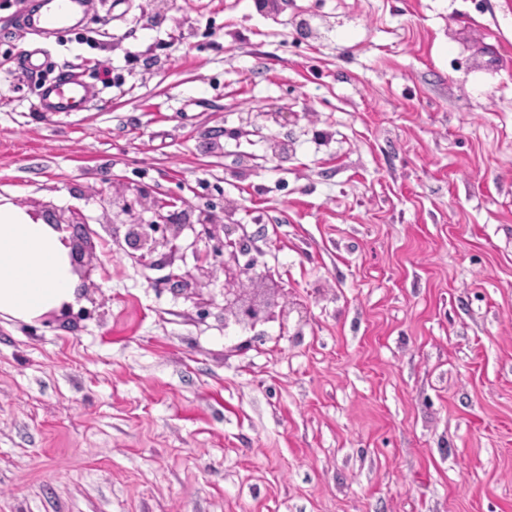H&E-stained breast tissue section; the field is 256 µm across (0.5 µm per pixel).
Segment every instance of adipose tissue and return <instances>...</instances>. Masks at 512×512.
Masks as SVG:
<instances>
[{
  "instance_id": "obj_1",
  "label": "adipose tissue",
  "mask_w": 512,
  "mask_h": 512,
  "mask_svg": "<svg viewBox=\"0 0 512 512\" xmlns=\"http://www.w3.org/2000/svg\"><path fill=\"white\" fill-rule=\"evenodd\" d=\"M79 278L62 235L0 201V317L35 323L75 305Z\"/></svg>"
}]
</instances>
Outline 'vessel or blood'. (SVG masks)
<instances>
[{"instance_id":"obj_1","label":"vessel or blood","mask_w":512,"mask_h":512,"mask_svg":"<svg viewBox=\"0 0 512 512\" xmlns=\"http://www.w3.org/2000/svg\"><path fill=\"white\" fill-rule=\"evenodd\" d=\"M94 6L95 0H28L21 25L28 34L46 40L58 29L80 23ZM97 96L93 86L65 71L43 85L40 108L51 113L81 112Z\"/></svg>"}]
</instances>
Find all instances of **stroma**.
I'll list each match as a JSON object with an SVG mask.
<instances>
[{"label":"stroma","instance_id":"stroma-1","mask_svg":"<svg viewBox=\"0 0 512 512\" xmlns=\"http://www.w3.org/2000/svg\"><path fill=\"white\" fill-rule=\"evenodd\" d=\"M26 5L0 198L95 249L72 313L0 318V512H512V0H103L36 74ZM63 70L87 110L39 109ZM122 187L256 234L280 320L171 288L197 228L116 252Z\"/></svg>","mask_w":512,"mask_h":512}]
</instances>
